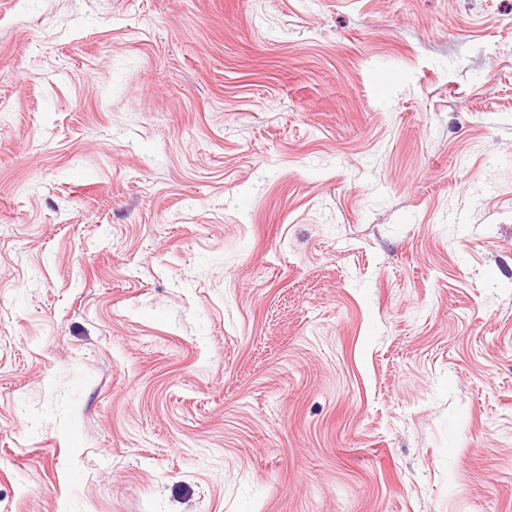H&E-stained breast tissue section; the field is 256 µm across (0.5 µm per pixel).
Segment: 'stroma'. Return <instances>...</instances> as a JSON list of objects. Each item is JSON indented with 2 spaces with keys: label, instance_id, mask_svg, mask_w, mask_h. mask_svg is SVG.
<instances>
[{
  "label": "stroma",
  "instance_id": "stroma-1",
  "mask_svg": "<svg viewBox=\"0 0 512 512\" xmlns=\"http://www.w3.org/2000/svg\"><path fill=\"white\" fill-rule=\"evenodd\" d=\"M0 512H512V0H0Z\"/></svg>",
  "mask_w": 512,
  "mask_h": 512
}]
</instances>
